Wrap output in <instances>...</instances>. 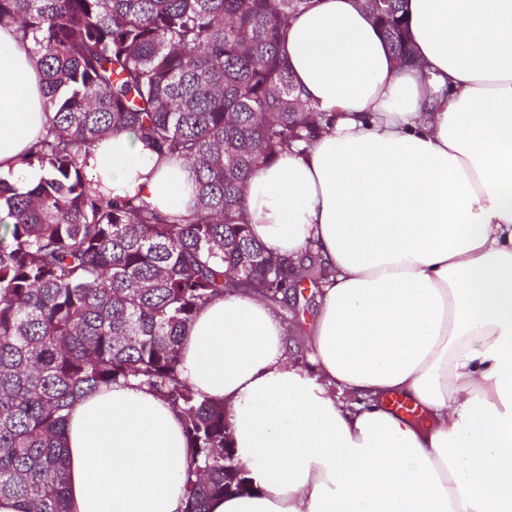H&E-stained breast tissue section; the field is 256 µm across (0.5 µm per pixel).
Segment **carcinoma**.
Returning <instances> with one entry per match:
<instances>
[{
    "mask_svg": "<svg viewBox=\"0 0 512 512\" xmlns=\"http://www.w3.org/2000/svg\"><path fill=\"white\" fill-rule=\"evenodd\" d=\"M354 2L408 58L403 0ZM307 3L0 0V24L33 42L48 112L32 150L47 177L23 191L0 178V496L23 512H69V414L133 381L183 419L185 512L245 490L224 405L181 378L179 345L228 290L276 303L326 277L267 252L245 214L253 170L328 121L295 95L282 51ZM125 131L193 172L188 214L91 188L84 154Z\"/></svg>",
    "mask_w": 512,
    "mask_h": 512,
    "instance_id": "1",
    "label": "carcinoma"
}]
</instances>
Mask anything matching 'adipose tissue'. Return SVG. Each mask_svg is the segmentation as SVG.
Returning <instances> with one entry per match:
<instances>
[{
    "label": "adipose tissue",
    "mask_w": 512,
    "mask_h": 512,
    "mask_svg": "<svg viewBox=\"0 0 512 512\" xmlns=\"http://www.w3.org/2000/svg\"><path fill=\"white\" fill-rule=\"evenodd\" d=\"M400 64L351 0H309L284 55L332 118L257 167L247 220L267 251L327 270L290 363L276 305L228 291L180 347L182 379L223 402L250 489L208 512H512V0H407ZM0 175L46 124L31 42L0 25ZM92 187L159 212L193 204L187 166L132 132L87 155ZM400 394L427 426L390 410ZM70 512H184L179 415L146 389L83 397L66 428Z\"/></svg>",
    "instance_id": "1"
}]
</instances>
